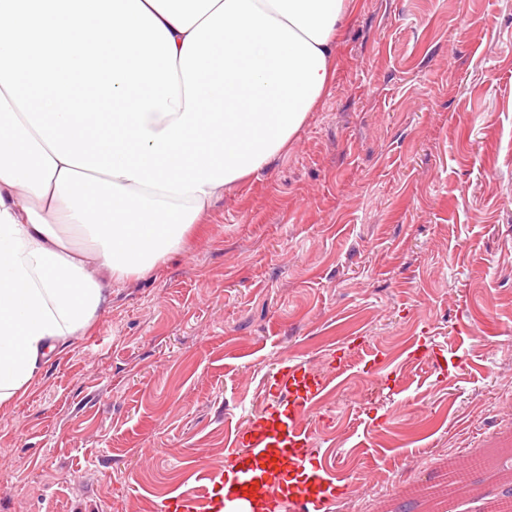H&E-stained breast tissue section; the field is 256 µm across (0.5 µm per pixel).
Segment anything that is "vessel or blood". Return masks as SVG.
Segmentation results:
<instances>
[{
  "label": "vessel or blood",
  "instance_id": "obj_1",
  "mask_svg": "<svg viewBox=\"0 0 512 512\" xmlns=\"http://www.w3.org/2000/svg\"><path fill=\"white\" fill-rule=\"evenodd\" d=\"M271 403L239 427L223 470L203 475L162 500L160 512H224L225 501L245 500L274 512H334L338 484L328 478L313 450L309 419L328 381L320 370L291 363L267 379Z\"/></svg>",
  "mask_w": 512,
  "mask_h": 512
}]
</instances>
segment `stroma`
I'll return each mask as SVG.
<instances>
[{
  "label": "stroma",
  "instance_id": "stroma-1",
  "mask_svg": "<svg viewBox=\"0 0 512 512\" xmlns=\"http://www.w3.org/2000/svg\"><path fill=\"white\" fill-rule=\"evenodd\" d=\"M330 353L314 447L366 486L337 512L512 446V0H355L273 168L0 405V512H158L223 469L280 361Z\"/></svg>",
  "mask_w": 512,
  "mask_h": 512
}]
</instances>
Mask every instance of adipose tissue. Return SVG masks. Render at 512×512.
Masks as SVG:
<instances>
[{
    "instance_id": "ef3b65f1",
    "label": "adipose tissue",
    "mask_w": 512,
    "mask_h": 512,
    "mask_svg": "<svg viewBox=\"0 0 512 512\" xmlns=\"http://www.w3.org/2000/svg\"><path fill=\"white\" fill-rule=\"evenodd\" d=\"M173 37L186 36L223 0H142ZM323 53L333 69L352 0H257ZM0 86V405L38 374L67 337L103 310L112 284L103 247L71 219L55 181L61 161L45 142H32Z\"/></svg>"
}]
</instances>
